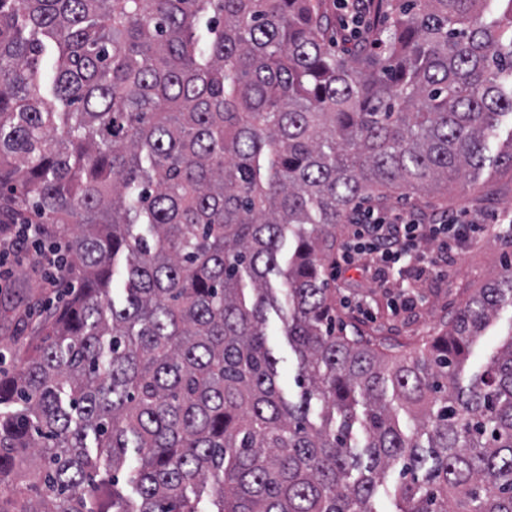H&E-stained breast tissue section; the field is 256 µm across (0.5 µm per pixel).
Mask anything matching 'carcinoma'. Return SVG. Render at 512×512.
<instances>
[{
    "mask_svg": "<svg viewBox=\"0 0 512 512\" xmlns=\"http://www.w3.org/2000/svg\"><path fill=\"white\" fill-rule=\"evenodd\" d=\"M364 16L333 51L322 0H0V187L78 279L0 376V512H377L394 475L393 512H512V329L471 369L512 271L397 356L324 268L359 197L512 169V0ZM266 333L268 345L279 358L280 386L287 399L297 402L300 398L301 389L295 384V375L297 370V360L294 352L288 344V339L284 335V326L281 315L274 312L268 314L266 322Z\"/></svg>",
    "mask_w": 512,
    "mask_h": 512,
    "instance_id": "cac0c4a2",
    "label": "carcinoma"
}]
</instances>
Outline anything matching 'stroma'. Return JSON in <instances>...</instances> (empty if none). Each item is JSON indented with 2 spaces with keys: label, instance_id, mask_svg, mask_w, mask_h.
<instances>
[{
  "label": "stroma",
  "instance_id": "stroma-1",
  "mask_svg": "<svg viewBox=\"0 0 512 512\" xmlns=\"http://www.w3.org/2000/svg\"><path fill=\"white\" fill-rule=\"evenodd\" d=\"M359 204L427 216L464 210L485 225L481 237L466 243L444 273L422 270L411 256L381 273L375 261L366 256L331 279L337 296L362 300L374 312L373 321H360L362 328L388 337L399 345L401 353L413 351L422 340L436 335L475 289L512 260V229L502 222L512 209V170L507 167L485 165L474 182L457 184L443 195L396 193L384 200L363 198ZM61 300L57 288L45 281L27 253H16L7 266L0 267V372L13 371L40 315L54 311ZM266 333L268 345L279 360L284 395L299 400L297 360L284 334L281 316L269 314Z\"/></svg>",
  "mask_w": 512,
  "mask_h": 512
}]
</instances>
